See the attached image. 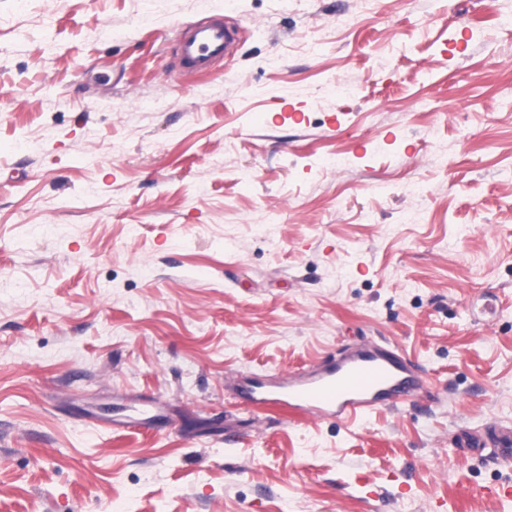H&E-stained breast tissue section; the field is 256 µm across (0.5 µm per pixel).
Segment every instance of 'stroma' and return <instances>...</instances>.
I'll return each instance as SVG.
<instances>
[{"instance_id":"obj_1","label":"stroma","mask_w":512,"mask_h":512,"mask_svg":"<svg viewBox=\"0 0 512 512\" xmlns=\"http://www.w3.org/2000/svg\"><path fill=\"white\" fill-rule=\"evenodd\" d=\"M211 15L234 59L170 70ZM507 15L0 0V512H504L512 466L462 437L512 424ZM369 340L418 397L234 398Z\"/></svg>"}]
</instances>
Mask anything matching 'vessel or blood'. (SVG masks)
<instances>
[{"label": "vessel or blood", "mask_w": 512, "mask_h": 512, "mask_svg": "<svg viewBox=\"0 0 512 512\" xmlns=\"http://www.w3.org/2000/svg\"><path fill=\"white\" fill-rule=\"evenodd\" d=\"M241 37L240 28L220 20L190 24L178 35L179 64L191 74L210 72L217 63L230 60ZM424 385V376L395 346L369 341L280 381L256 382L245 391L244 399L252 406H282L318 422L350 423L398 407L415 398ZM489 440L499 450V462L511 465L512 428L493 430Z\"/></svg>", "instance_id": "vessel-or-blood-1"}]
</instances>
